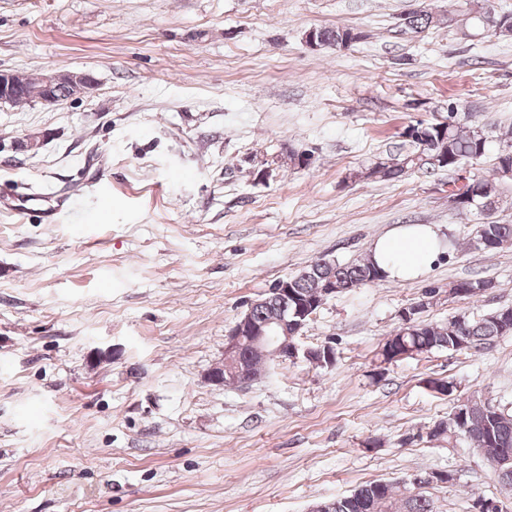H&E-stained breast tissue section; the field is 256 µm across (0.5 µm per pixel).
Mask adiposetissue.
<instances>
[{
    "label": "adipose tissue",
    "instance_id": "obj_1",
    "mask_svg": "<svg viewBox=\"0 0 512 512\" xmlns=\"http://www.w3.org/2000/svg\"><path fill=\"white\" fill-rule=\"evenodd\" d=\"M444 238L431 224H408L395 234L378 238L371 256L389 278L402 280L428 270L443 254Z\"/></svg>",
    "mask_w": 512,
    "mask_h": 512
}]
</instances>
